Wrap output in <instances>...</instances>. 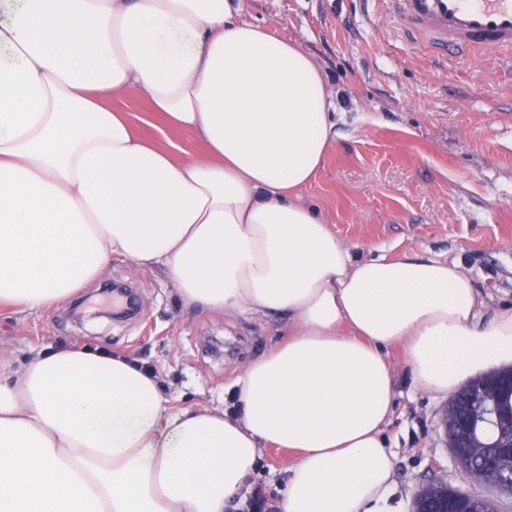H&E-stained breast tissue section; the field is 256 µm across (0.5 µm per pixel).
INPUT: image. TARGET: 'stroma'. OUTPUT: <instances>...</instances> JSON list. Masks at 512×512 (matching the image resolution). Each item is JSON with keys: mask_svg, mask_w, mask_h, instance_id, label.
<instances>
[{"mask_svg": "<svg viewBox=\"0 0 512 512\" xmlns=\"http://www.w3.org/2000/svg\"><path fill=\"white\" fill-rule=\"evenodd\" d=\"M243 20L300 44L319 64L334 104L336 140L302 191L331 230L364 257L415 251L460 262L489 311L512 306V58L442 61L397 30L382 0H242ZM144 138L188 153L193 133L149 124L147 100L113 101ZM109 283L132 284V320L76 323L74 302L98 304ZM285 333L276 317L248 320L186 307L159 268L116 258L75 299L48 311L0 307V355L21 369L42 351L79 344L152 365L171 407L218 406L248 360ZM449 397L397 376L386 440L396 457L390 512H414L428 484L494 500L512 495L473 482L455 465L445 428ZM295 459L263 449L254 483L277 500Z\"/></svg>", "mask_w": 512, "mask_h": 512, "instance_id": "1", "label": "stroma"}]
</instances>
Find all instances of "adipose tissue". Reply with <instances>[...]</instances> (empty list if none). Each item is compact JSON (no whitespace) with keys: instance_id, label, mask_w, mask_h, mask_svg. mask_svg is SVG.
Returning <instances> with one entry per match:
<instances>
[{"instance_id":"ef3b65f1","label":"adipose tissue","mask_w":512,"mask_h":512,"mask_svg":"<svg viewBox=\"0 0 512 512\" xmlns=\"http://www.w3.org/2000/svg\"><path fill=\"white\" fill-rule=\"evenodd\" d=\"M142 97L204 153L142 138ZM324 72L232 0H0V305L49 310L112 259L190 307L280 317L230 407L174 409L125 356L74 345L0 371V512H224L261 452L275 512H388L394 345L447 395L512 363L455 261L363 258L299 193L336 137ZM295 459V454L286 448H266L262 450L253 487L260 486L270 498V504L280 497L284 487L286 472Z\"/></svg>"}]
</instances>
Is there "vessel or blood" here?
I'll use <instances>...</instances> for the list:
<instances>
[{
    "mask_svg": "<svg viewBox=\"0 0 512 512\" xmlns=\"http://www.w3.org/2000/svg\"><path fill=\"white\" fill-rule=\"evenodd\" d=\"M402 34L430 52L512 49V0H387Z\"/></svg>",
    "mask_w": 512,
    "mask_h": 512,
    "instance_id": "b4317fda",
    "label": "vessel or blood"
}]
</instances>
